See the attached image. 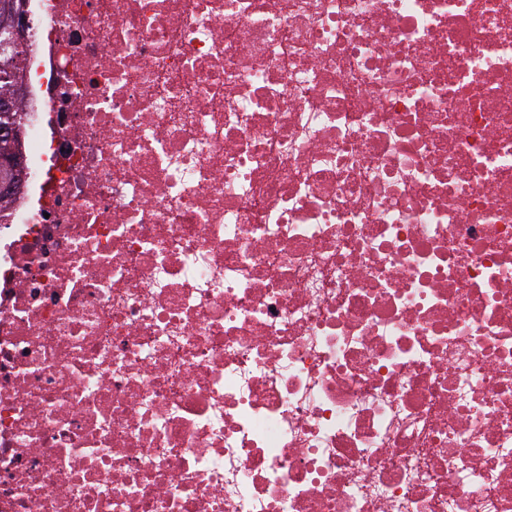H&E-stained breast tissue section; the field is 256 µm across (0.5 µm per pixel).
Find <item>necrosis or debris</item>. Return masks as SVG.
Returning <instances> with one entry per match:
<instances>
[{
  "instance_id": "4bbe7bcc",
  "label": "necrosis or debris",
  "mask_w": 512,
  "mask_h": 512,
  "mask_svg": "<svg viewBox=\"0 0 512 512\" xmlns=\"http://www.w3.org/2000/svg\"><path fill=\"white\" fill-rule=\"evenodd\" d=\"M0 512H512V0H28Z\"/></svg>"
}]
</instances>
